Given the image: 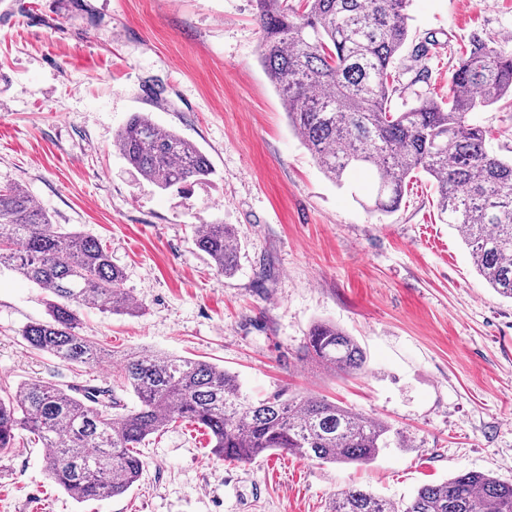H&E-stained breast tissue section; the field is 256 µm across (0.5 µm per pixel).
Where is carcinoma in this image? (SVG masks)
I'll return each instance as SVG.
<instances>
[{
  "label": "carcinoma",
  "instance_id": "1",
  "mask_svg": "<svg viewBox=\"0 0 512 512\" xmlns=\"http://www.w3.org/2000/svg\"><path fill=\"white\" fill-rule=\"evenodd\" d=\"M261 62L276 86L294 132L323 173L342 187L351 171L369 178L359 203L388 213L410 180L436 184L440 220L466 244L493 290L512 299V159L486 148L487 131L471 114L512 94V56L475 39L455 59L448 100L421 99L394 111L396 61L409 30L410 0H254ZM113 146L130 169L161 190L214 174L206 155L176 131L135 112ZM217 271L234 272L238 234L208 224L194 239ZM46 294L48 319L25 324L31 349L72 365H90L105 351L79 332V311L98 307L138 315L143 304L122 287V271L100 242L54 224L17 184L0 185V267ZM306 359L336 373L366 366L360 343L330 322L311 326ZM117 386L138 404L126 409L116 391L86 386L79 395L31 382L0 397V452L26 431L47 448L48 475L77 501L118 497L143 475L145 439L186 421L210 437L212 452L249 463L281 450L332 464H366L384 448L411 447L407 434L318 395L279 394L253 403L233 373L205 361L153 351L124 356ZM330 512H512V482L461 471L424 485L395 505L371 492L337 493Z\"/></svg>",
  "mask_w": 512,
  "mask_h": 512
}]
</instances>
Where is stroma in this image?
Segmentation results:
<instances>
[{
  "label": "stroma",
  "mask_w": 512,
  "mask_h": 512,
  "mask_svg": "<svg viewBox=\"0 0 512 512\" xmlns=\"http://www.w3.org/2000/svg\"><path fill=\"white\" fill-rule=\"evenodd\" d=\"M408 13L392 109L447 99L452 54L473 38L512 53V0H411ZM260 41L252 0H0V184L98 240L145 306L82 309L81 333L109 355L68 365L23 342L21 327L47 317L44 295L0 269V393L34 381L108 389L123 355L146 348L223 367L252 401L326 397L404 430L411 448L367 465L281 451L231 464L179 422L147 441L129 492L79 503L23 432L0 455V512H328L352 486L404 502L461 471L512 481V300L439 221L428 177L388 214L357 203L365 173L342 187L325 177L288 124ZM135 112L198 146L209 180L177 193L131 174L113 138ZM477 118L490 149L511 156L512 99ZM216 222L238 232L228 276L194 244V228ZM320 320L360 341L363 373L300 358Z\"/></svg>",
  "instance_id": "stroma-1"
}]
</instances>
